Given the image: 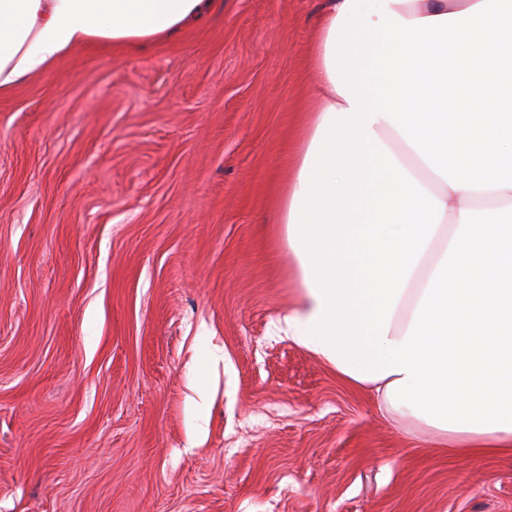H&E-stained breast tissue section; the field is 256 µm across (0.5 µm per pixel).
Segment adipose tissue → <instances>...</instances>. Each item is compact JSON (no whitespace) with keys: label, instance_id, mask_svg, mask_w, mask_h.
<instances>
[{"label":"adipose tissue","instance_id":"obj_1","mask_svg":"<svg viewBox=\"0 0 512 512\" xmlns=\"http://www.w3.org/2000/svg\"><path fill=\"white\" fill-rule=\"evenodd\" d=\"M214 0H0V95ZM278 330L461 455L512 451V0H325Z\"/></svg>","mask_w":512,"mask_h":512}]
</instances>
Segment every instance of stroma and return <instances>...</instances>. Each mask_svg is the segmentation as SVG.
Wrapping results in <instances>:
<instances>
[{"mask_svg": "<svg viewBox=\"0 0 512 512\" xmlns=\"http://www.w3.org/2000/svg\"><path fill=\"white\" fill-rule=\"evenodd\" d=\"M323 0H216L0 96V512H512L276 335Z\"/></svg>", "mask_w": 512, "mask_h": 512, "instance_id": "stroma-1", "label": "stroma"}]
</instances>
